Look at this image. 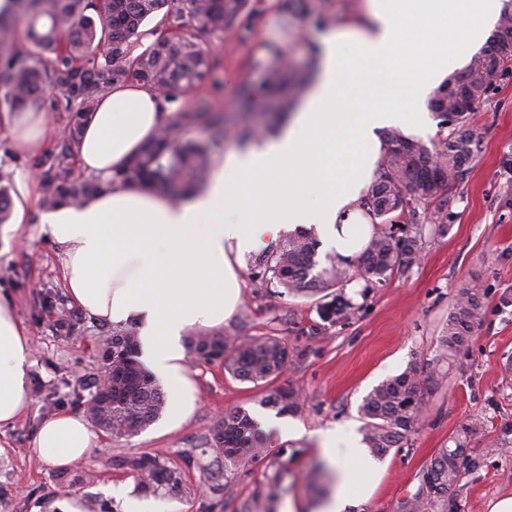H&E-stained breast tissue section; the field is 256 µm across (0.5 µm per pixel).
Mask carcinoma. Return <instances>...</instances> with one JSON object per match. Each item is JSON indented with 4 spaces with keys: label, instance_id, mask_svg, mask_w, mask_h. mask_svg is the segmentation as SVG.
Listing matches in <instances>:
<instances>
[{
    "label": "carcinoma",
    "instance_id": "obj_1",
    "mask_svg": "<svg viewBox=\"0 0 512 512\" xmlns=\"http://www.w3.org/2000/svg\"><path fill=\"white\" fill-rule=\"evenodd\" d=\"M28 19L25 40H20L9 15L0 14V112H16L45 104L49 95H62V109L70 113L66 135L37 161L42 181L52 187L41 205L52 209L62 203H84L99 190L98 180L83 176L77 167L82 126L97 102L119 83L150 86L165 101L191 90L210 69L205 52L194 42L201 33L235 28L248 0H17ZM159 17L151 34L154 41L133 54L143 23ZM512 58L498 56L492 45L476 54L466 70L443 82L427 100V108L450 126L447 136L433 147L406 137L398 130L386 135L387 149L379 175L368 188L362 206L372 223L385 224L392 213L404 210L406 195L415 192L427 206L435 205L440 224L434 231L447 232L452 186L462 178L477 150L467 115L479 111L492 87H483L485 72L496 67L505 71ZM288 84V98L303 90L299 80L285 82V70L272 71L269 87ZM198 118L177 112L160 128L153 140L133 156L116 179L168 193H181L204 183L209 175L212 147L231 133L239 140L255 135L248 115L229 126L224 117L211 118L215 137L210 143L188 142L183 127ZM12 175L0 169V224L11 219ZM423 250L419 227L397 238L392 233L372 236L358 259L361 274L381 282L407 273ZM318 243L305 232L288 236L277 250L259 263L270 281L295 295L320 292L350 280V268L333 260L319 267ZM42 305L58 310L56 332L68 334L71 314L56 291L44 294ZM345 297L322 307L324 320L334 323L350 314ZM480 289L463 293L448 313L439 339V366L459 352L471 330L481 321ZM188 354L203 361L223 360L238 379L253 384L267 382L288 365V345L278 336H226L220 332L200 333L187 338ZM100 357L112 361V435H134L156 421L165 395L156 379L136 362V339L129 332L114 331L100 345ZM429 377L413 361L400 374L375 386L364 398L360 412L364 420L363 441L370 452L383 456L416 431L426 405ZM265 407L295 413L302 407L300 394L292 387L273 390L261 401ZM468 431L458 433L454 447L437 451L423 474L417 493L405 512H434L448 504V497L469 463L465 454ZM224 455L225 470L236 466L244 448L260 443L254 418L244 409L224 413L210 439ZM113 468L131 474L138 489L155 494L173 490L182 483L181 469L170 460L149 453L114 457Z\"/></svg>",
    "mask_w": 512,
    "mask_h": 512
}]
</instances>
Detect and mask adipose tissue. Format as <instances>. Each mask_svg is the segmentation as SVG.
<instances>
[{"label":"adipose tissue","instance_id":"1","mask_svg":"<svg viewBox=\"0 0 512 512\" xmlns=\"http://www.w3.org/2000/svg\"><path fill=\"white\" fill-rule=\"evenodd\" d=\"M504 0H364L362 19L317 43L319 68L288 126L216 164L189 195L160 196L115 175L168 119L151 88L115 85L83 130L79 160L106 183L83 204L42 216L40 231L61 249V276L73 302L106 324L135 327L139 359L162 377L173 420L191 409L180 344L192 327L223 323L235 311L246 259L299 228L349 260L371 236L360 201L380 156V131L426 128V94L486 42ZM352 59H345L346 50ZM17 147L37 155L44 112L14 113ZM31 342L12 306L0 301V425L27 404ZM334 471L317 512H359L380 476L365 449L320 431ZM97 434L80 414L43 421L35 444L46 465L85 458Z\"/></svg>","mask_w":512,"mask_h":512}]
</instances>
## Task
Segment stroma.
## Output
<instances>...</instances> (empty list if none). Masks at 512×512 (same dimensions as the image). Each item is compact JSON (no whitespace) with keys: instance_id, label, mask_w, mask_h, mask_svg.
I'll use <instances>...</instances> for the list:
<instances>
[{"instance_id":"obj_1","label":"stroma","mask_w":512,"mask_h":512,"mask_svg":"<svg viewBox=\"0 0 512 512\" xmlns=\"http://www.w3.org/2000/svg\"><path fill=\"white\" fill-rule=\"evenodd\" d=\"M362 0H249L233 31L198 38L211 70L203 82L178 95L170 111L221 112L236 119L249 112L264 134H272L263 106L248 105L245 89L262 82L277 57L288 60L290 75L312 81L320 36L354 22ZM479 141L462 180L452 190L448 230L425 234L420 260L404 275L383 282L353 275L340 292L353 309L336 323L321 317L322 304L338 290L294 295L262 275L258 256L242 271L241 303L220 329L232 336H279L288 344L287 368L268 384L236 379L223 362L184 359L192 409L183 420L168 414L132 436L99 432L98 443L79 470L94 474L89 484L69 488L60 469L39 459L35 435L50 415L82 412L90 396L82 377L98 372L97 342L107 325L66 302L74 313L71 333L58 335L55 313L41 306L47 289L64 290L57 246L39 231L41 200L48 188L35 182L26 203L22 232L0 235V297L10 299L32 341L29 394L12 426L0 428V512H54L57 501L96 496L110 512H123L116 488L137 494L136 480L109 468L108 459L133 453L170 458L184 471L180 488L149 496L154 512H281L294 502L310 512L328 488L316 433L343 426L359 434L358 408L380 381L398 375L413 361L428 364L460 292L478 286L483 318L445 377L430 385L423 424L407 444L383 456V474L364 512H402L418 489L424 469L438 448L449 445L461 425L472 424L466 452L472 459L446 512H488L497 497L512 495V70L496 82L480 111L469 116ZM293 387L303 407L284 414L302 425V439L285 441L267 430L260 454L244 453L232 471L205 441L226 410L242 407L251 416L265 413L268 389Z\"/></svg>"}]
</instances>
